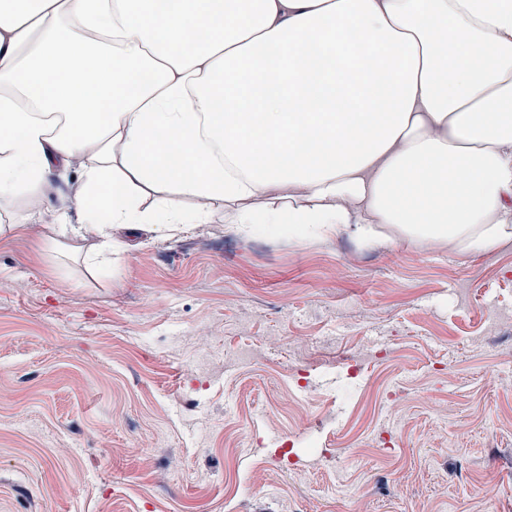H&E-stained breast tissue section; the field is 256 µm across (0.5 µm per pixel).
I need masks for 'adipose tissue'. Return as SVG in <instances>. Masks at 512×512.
Returning <instances> with one entry per match:
<instances>
[{
	"mask_svg": "<svg viewBox=\"0 0 512 512\" xmlns=\"http://www.w3.org/2000/svg\"><path fill=\"white\" fill-rule=\"evenodd\" d=\"M65 169L78 224L44 207ZM15 197L0 236L52 224L103 265L129 249L113 230L219 215L491 252L512 240V0H0Z\"/></svg>",
	"mask_w": 512,
	"mask_h": 512,
	"instance_id": "adipose-tissue-1",
	"label": "adipose tissue"
}]
</instances>
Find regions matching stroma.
Returning <instances> with one entry per match:
<instances>
[{
    "label": "stroma",
    "instance_id": "35a3bbf8",
    "mask_svg": "<svg viewBox=\"0 0 512 512\" xmlns=\"http://www.w3.org/2000/svg\"><path fill=\"white\" fill-rule=\"evenodd\" d=\"M0 238V512H512V240Z\"/></svg>",
    "mask_w": 512,
    "mask_h": 512
}]
</instances>
